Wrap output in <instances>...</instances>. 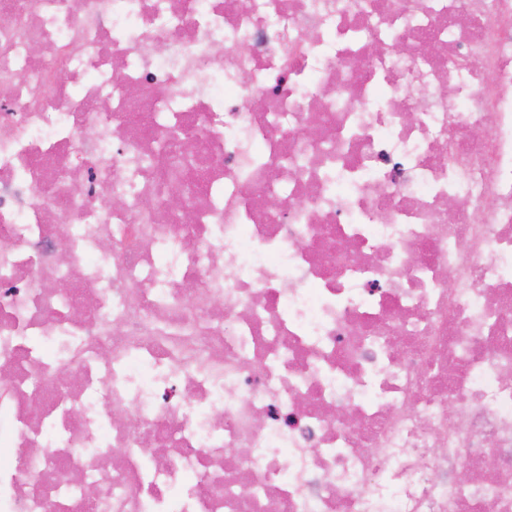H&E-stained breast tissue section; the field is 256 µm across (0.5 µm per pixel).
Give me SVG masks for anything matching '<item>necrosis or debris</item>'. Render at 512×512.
<instances>
[{
  "mask_svg": "<svg viewBox=\"0 0 512 512\" xmlns=\"http://www.w3.org/2000/svg\"><path fill=\"white\" fill-rule=\"evenodd\" d=\"M0 367V512H512V0H0Z\"/></svg>",
  "mask_w": 512,
  "mask_h": 512,
  "instance_id": "1",
  "label": "necrosis or debris"
}]
</instances>
